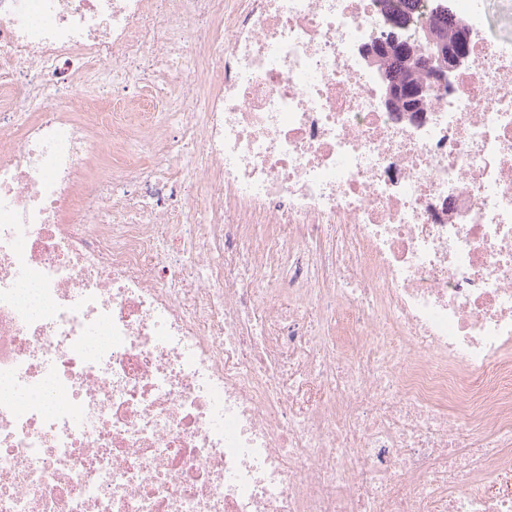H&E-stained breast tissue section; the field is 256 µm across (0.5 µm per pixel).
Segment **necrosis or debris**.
<instances>
[{
    "label": "necrosis or debris",
    "mask_w": 512,
    "mask_h": 512,
    "mask_svg": "<svg viewBox=\"0 0 512 512\" xmlns=\"http://www.w3.org/2000/svg\"><path fill=\"white\" fill-rule=\"evenodd\" d=\"M397 2L0 0V512H512V0ZM424 32L427 37L428 75L416 89L417 96L423 101L450 92L457 72L467 63V54L459 52L455 44L433 39L429 28ZM390 48V63L385 67V70L392 75L399 83L394 84L400 89L401 97L405 103L419 107L422 101L415 99L414 88L415 84L422 81L416 77V73L421 71L419 60L410 52L409 46L395 44L391 41ZM383 80V105L394 112H424L417 108H404L399 101V89L387 79L386 76L382 77Z\"/></svg>",
    "instance_id": "1"
}]
</instances>
